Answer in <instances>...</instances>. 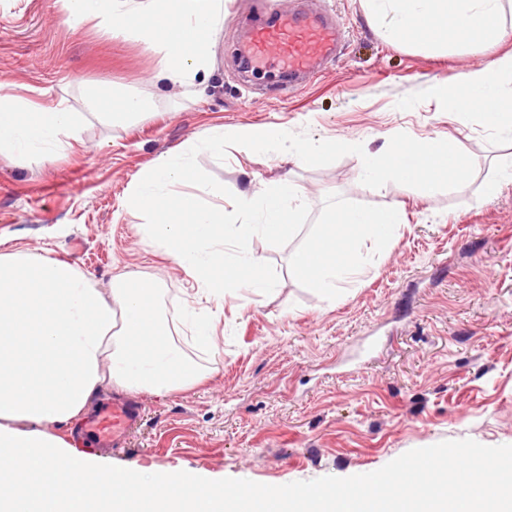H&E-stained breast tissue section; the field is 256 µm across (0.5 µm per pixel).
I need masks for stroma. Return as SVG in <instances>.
Wrapping results in <instances>:
<instances>
[{"instance_id":"1","label":"stroma","mask_w":512,"mask_h":512,"mask_svg":"<svg viewBox=\"0 0 512 512\" xmlns=\"http://www.w3.org/2000/svg\"><path fill=\"white\" fill-rule=\"evenodd\" d=\"M310 6L339 17L348 37L325 71L282 95L241 67L253 26L266 19L259 0H224L214 70L190 89L156 82L161 57L140 42L92 22L68 24L59 0H0V72L14 94L80 110L114 88L155 103L125 125L87 115L79 142L51 164L0 156V251L66 260L100 288L125 271L156 274L162 306L177 310L195 276L137 235L140 219L123 200L139 170L216 126L276 124L294 140L337 144L302 168L283 151L249 157L228 145L220 159L195 154L228 192L292 179L307 195L300 231L288 241L253 238L274 288L225 292L211 377L139 394L144 420L112 464L283 485L369 473L446 440L512 445V184L483 197L495 153L512 145L492 146L478 113L460 121L427 96L434 80H455L492 54L387 44L358 0ZM394 136L452 140L472 161L468 177L427 200L362 182L364 152ZM395 201L406 224L336 298L289 278V253L327 208Z\"/></svg>"}]
</instances>
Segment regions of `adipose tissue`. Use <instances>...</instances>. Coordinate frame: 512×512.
Listing matches in <instances>:
<instances>
[{
    "label": "adipose tissue",
    "mask_w": 512,
    "mask_h": 512,
    "mask_svg": "<svg viewBox=\"0 0 512 512\" xmlns=\"http://www.w3.org/2000/svg\"><path fill=\"white\" fill-rule=\"evenodd\" d=\"M67 21L104 27L161 52L157 81L194 86L213 68V36L224 24L223 0H61ZM381 40L436 53L487 49L512 39V0H359ZM0 78V153L52 163L64 139L76 138L83 113L65 104L38 107L11 94ZM429 96L458 117L479 113L495 140L512 142V51L435 80ZM91 108L123 124L147 115L152 102L134 92L94 97ZM287 151L297 166L317 162L335 145L324 139L290 143L272 125L219 127L192 146L158 157L133 179L125 202L142 219L139 234L188 271H204L193 301L168 314L159 278L125 273L97 287L68 261L27 249L0 253V512H256L266 491L242 492L203 472L109 467L100 459L74 461L60 429L104 388L160 393L191 387L209 370L182 347H215L210 302L229 288L270 290L254 236L295 237L304 193L290 179L236 191L229 207L208 205L224 189L202 181L192 165L197 150L223 153ZM471 161L441 138L393 139L383 153L364 154L360 177L413 188L423 198L463 180ZM193 181V193H176ZM406 221L401 204L343 206L330 211L303 247L288 256V274L334 296L361 268L360 246L392 240Z\"/></svg>",
    "instance_id": "ef3b65f1"
}]
</instances>
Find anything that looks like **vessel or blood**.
<instances>
[{
	"mask_svg": "<svg viewBox=\"0 0 512 512\" xmlns=\"http://www.w3.org/2000/svg\"><path fill=\"white\" fill-rule=\"evenodd\" d=\"M264 7L274 21L254 32L248 50L251 68L287 75L292 88L297 78H312L333 60L345 37L343 26L316 10L283 9L278 0H266ZM142 419L141 406L132 401L102 402L72 430L76 455L124 450L128 432Z\"/></svg>",
	"mask_w": 512,
	"mask_h": 512,
	"instance_id": "obj_1",
	"label": "vessel or blood"
}]
</instances>
